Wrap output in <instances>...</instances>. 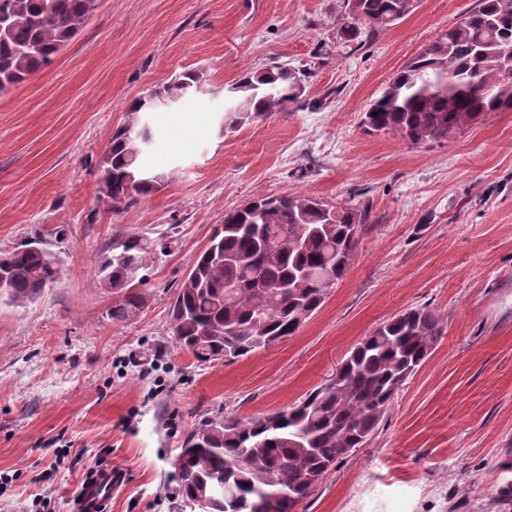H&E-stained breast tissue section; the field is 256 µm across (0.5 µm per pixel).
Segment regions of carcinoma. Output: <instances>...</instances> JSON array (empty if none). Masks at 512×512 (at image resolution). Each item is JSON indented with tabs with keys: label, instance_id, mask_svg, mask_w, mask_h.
Returning <instances> with one entry per match:
<instances>
[{
	"label": "carcinoma",
	"instance_id": "cac0c4a2",
	"mask_svg": "<svg viewBox=\"0 0 512 512\" xmlns=\"http://www.w3.org/2000/svg\"><path fill=\"white\" fill-rule=\"evenodd\" d=\"M352 25L341 40L355 42L404 18L409 0H344ZM100 0H0V91L23 82L48 63L99 8ZM203 83L185 72L137 99L132 119L112 135L99 189L113 204L129 198L123 183L148 196L169 181L144 170L141 157L154 143L140 114L162 99ZM499 89V97L481 88ZM225 119L238 127L285 111L304 92L300 73L275 66L245 72L230 85ZM512 109V0H478L465 25L442 32L392 78L369 105L365 132L398 135L413 143L448 138L454 129L490 112ZM369 205L328 204L296 193L254 199L224 215V227L196 257L171 305L174 340L199 362L247 357L292 334L318 310L345 275L368 222ZM167 244L142 235H117L97 268V284L120 300L112 318L130 319L147 296L129 284ZM6 295L35 299L57 279L55 260L32 242L3 258ZM443 320L425 307L407 308L364 337L332 382L271 415H227L199 422L186 435L185 457L175 460L182 498L202 496L218 476L235 491V506L219 512H258L271 490L304 501L336 464L373 438L399 385L430 356Z\"/></svg>",
	"mask_w": 512,
	"mask_h": 512
}]
</instances>
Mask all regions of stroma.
I'll list each match as a JSON object with an SVG mask.
<instances>
[{
  "label": "stroma",
  "instance_id": "1",
  "mask_svg": "<svg viewBox=\"0 0 512 512\" xmlns=\"http://www.w3.org/2000/svg\"><path fill=\"white\" fill-rule=\"evenodd\" d=\"M476 0H419L340 44L343 0H101L38 72L0 92V257L40 240L59 278L34 300L0 294V512H73L91 471L121 470L111 512H178L174 460L199 421L272 414L335 374L410 307L443 317L432 355L371 442L299 512H512V110L419 144L361 120L389 79ZM306 75L299 102L224 129L246 70ZM203 91L146 113L160 191L113 207L98 190L131 103L183 71ZM285 192L371 207L344 278L274 346L200 363L169 307L225 212ZM167 241L150 299L117 322L95 271L115 235Z\"/></svg>",
  "mask_w": 512,
  "mask_h": 512
}]
</instances>
